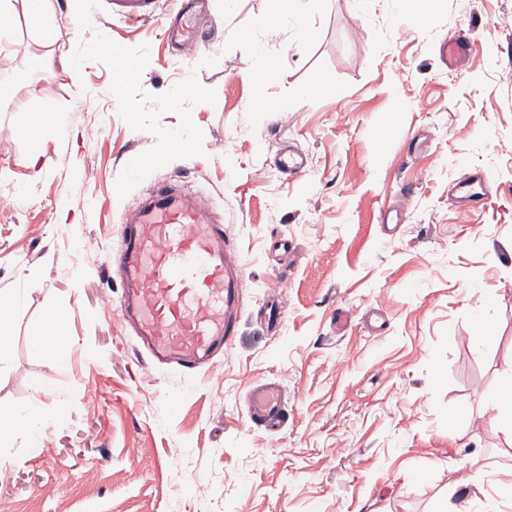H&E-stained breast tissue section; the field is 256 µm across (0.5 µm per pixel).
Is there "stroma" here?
I'll use <instances>...</instances> for the list:
<instances>
[{
    "label": "stroma",
    "instance_id": "stroma-1",
    "mask_svg": "<svg viewBox=\"0 0 512 512\" xmlns=\"http://www.w3.org/2000/svg\"><path fill=\"white\" fill-rule=\"evenodd\" d=\"M13 4L0 293L19 312L0 329V403L34 409L41 441L0 447V512H433L454 484L462 510L465 479L512 468L486 412L512 371V0H438L424 24L393 0H310L301 35L258 25L285 0H208L218 33L193 61L162 21L55 0L73 43L61 61ZM456 34L475 49L453 68L439 47ZM284 99L288 113L271 111ZM35 112L59 116V135H23ZM288 144L306 156L291 178L275 164ZM132 154L150 161L140 189L202 191L245 262L238 333L195 377L155 361L115 308ZM469 171L493 187L470 219L449 195ZM409 185L404 224L385 232L381 211ZM55 305L71 313L63 368L32 348ZM481 321L494 335L478 349ZM255 380L283 391L279 432L248 424ZM458 410L470 422L449 431Z\"/></svg>",
    "mask_w": 512,
    "mask_h": 512
}]
</instances>
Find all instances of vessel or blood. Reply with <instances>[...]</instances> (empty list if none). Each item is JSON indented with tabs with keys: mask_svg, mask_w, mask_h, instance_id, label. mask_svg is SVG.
Here are the masks:
<instances>
[{
	"mask_svg": "<svg viewBox=\"0 0 512 512\" xmlns=\"http://www.w3.org/2000/svg\"><path fill=\"white\" fill-rule=\"evenodd\" d=\"M117 5L127 16L158 13L157 0H117ZM169 34L180 49L196 50L205 30L181 10ZM473 49L458 35L444 42L442 53L453 63ZM456 191L458 213L471 216L489 187L483 173L467 172ZM115 264L122 283L117 309L157 360L191 374L223 355L236 334L245 265L202 193L155 184L133 218H122ZM247 409L252 425L270 431L288 420L281 389L272 383H251Z\"/></svg>",
	"mask_w": 512,
	"mask_h": 512,
	"instance_id": "1",
	"label": "vessel or blood"
}]
</instances>
